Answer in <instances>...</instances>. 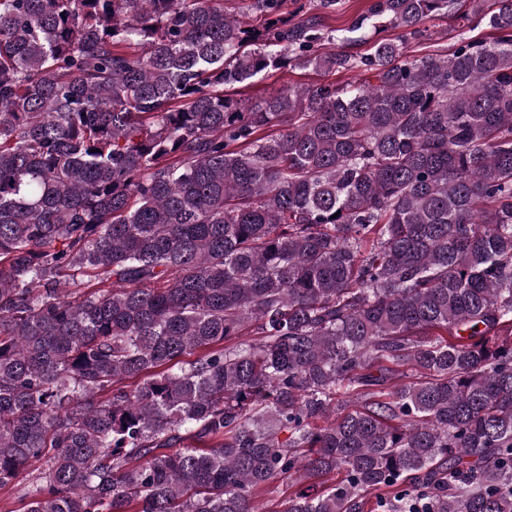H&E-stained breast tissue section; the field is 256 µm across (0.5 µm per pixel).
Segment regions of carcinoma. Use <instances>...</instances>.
Masks as SVG:
<instances>
[{"mask_svg": "<svg viewBox=\"0 0 512 512\" xmlns=\"http://www.w3.org/2000/svg\"><path fill=\"white\" fill-rule=\"evenodd\" d=\"M286 3L0 0L26 512H512V0ZM288 65L359 79L228 93ZM373 0H340L327 20L331 28H344L358 15L367 12ZM430 37L426 42L428 45H439L448 47V50L455 47L462 38H483L490 40L493 32L485 25L469 28L462 21H455L450 18H436L427 23ZM295 483V477H281L275 479L264 489L260 497L255 499L256 504L259 507L265 508L271 502L287 500L288 495L297 488ZM291 485H293V487H291Z\"/></svg>", "mask_w": 512, "mask_h": 512, "instance_id": "cac0c4a2", "label": "carcinoma"}]
</instances>
